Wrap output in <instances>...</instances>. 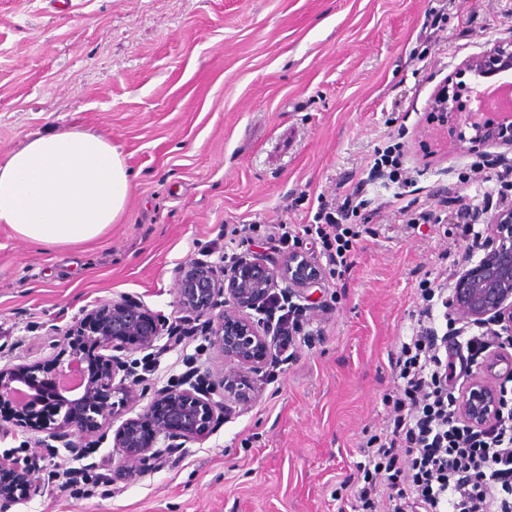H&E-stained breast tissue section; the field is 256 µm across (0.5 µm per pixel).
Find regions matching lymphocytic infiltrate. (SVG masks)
Returning a JSON list of instances; mask_svg holds the SVG:
<instances>
[{
  "label": "lymphocytic infiltrate",
  "mask_w": 512,
  "mask_h": 512,
  "mask_svg": "<svg viewBox=\"0 0 512 512\" xmlns=\"http://www.w3.org/2000/svg\"><path fill=\"white\" fill-rule=\"evenodd\" d=\"M389 207L386 201L371 203L359 183L337 199L319 200L313 223L233 227L224 262L234 263L258 234L276 253L307 238L319 241L329 274L341 275ZM364 209L371 224L355 223ZM449 278L442 266L420 284L422 305L396 354L397 384L386 397L383 425L361 445L362 459L344 480L352 512H512V397L504 398L490 427L474 428L459 418L449 390L454 365H474L496 338L486 330L469 334L464 326L440 333L439 323L448 317ZM263 305L278 352L293 355L309 318L280 291L266 296Z\"/></svg>",
  "instance_id": "obj_1"
}]
</instances>
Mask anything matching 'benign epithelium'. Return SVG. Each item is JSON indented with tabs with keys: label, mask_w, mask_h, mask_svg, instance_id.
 Returning <instances> with one entry per match:
<instances>
[{
	"label": "benign epithelium",
	"mask_w": 512,
	"mask_h": 512,
	"mask_svg": "<svg viewBox=\"0 0 512 512\" xmlns=\"http://www.w3.org/2000/svg\"><path fill=\"white\" fill-rule=\"evenodd\" d=\"M512 86V38L487 44L459 63L433 92L431 111L445 124L465 126L459 143L512 148V115L480 103L483 86ZM480 261L456 277L450 309L478 326L499 327L506 342L486 359L482 369L456 398L459 417L471 426H490L500 408V384L512 378V210L495 217ZM316 261L302 253L269 262L253 251L235 267L222 271L211 261L193 258L177 274L179 311L202 323L204 334L224 356V373L215 387L191 383L154 391L134 416L145 394L128 361L137 351L158 348L171 336L169 319L128 296L102 300L81 311L61 337L55 358L0 367V403L16 405V415L0 418V429L29 427L45 438L78 451L106 423L117 450L113 473L137 475L157 461L158 444L180 448L203 441L224 421L232 407L252 405L260 393V376L272 357L271 344L258 303L285 281L297 289L318 286L310 275ZM97 350L85 364L81 344ZM45 460L36 448L24 455L0 457V512L42 496L35 474Z\"/></svg>",
	"instance_id": "benign-epithelium-1"
}]
</instances>
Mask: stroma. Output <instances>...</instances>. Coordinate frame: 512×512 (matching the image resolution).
Listing matches in <instances>:
<instances>
[{"instance_id": "obj_1", "label": "stroma", "mask_w": 512, "mask_h": 512, "mask_svg": "<svg viewBox=\"0 0 512 512\" xmlns=\"http://www.w3.org/2000/svg\"><path fill=\"white\" fill-rule=\"evenodd\" d=\"M448 30L423 45L427 13ZM512 37V0H0V161L31 136L72 126L107 135L135 176L119 222L93 247H36L0 228V365L51 358L83 308L126 295L169 320L176 267L222 263L224 228L311 221L400 143L412 179L369 180L394 210L342 278L304 303L324 334L271 365L248 409L202 442L112 477V432L74 454L57 447L22 512H340L342 482L385 414L392 357L417 288L467 240L407 227L403 207L452 213L512 150L460 148L427 110L453 67ZM446 191L447 204L436 193ZM154 391L185 372L219 379L204 334L135 353ZM84 470L67 483L59 463Z\"/></svg>"}]
</instances>
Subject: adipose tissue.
<instances>
[{
	"instance_id": "obj_1",
	"label": "adipose tissue",
	"mask_w": 512,
	"mask_h": 512,
	"mask_svg": "<svg viewBox=\"0 0 512 512\" xmlns=\"http://www.w3.org/2000/svg\"><path fill=\"white\" fill-rule=\"evenodd\" d=\"M133 189L122 151L103 133L37 136L0 162V226L37 246L82 247L118 223Z\"/></svg>"
}]
</instances>
